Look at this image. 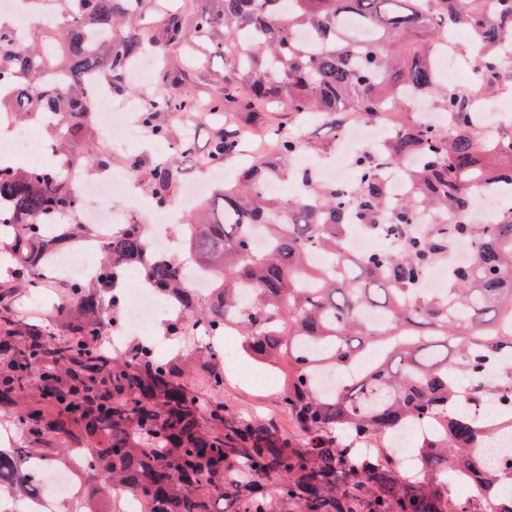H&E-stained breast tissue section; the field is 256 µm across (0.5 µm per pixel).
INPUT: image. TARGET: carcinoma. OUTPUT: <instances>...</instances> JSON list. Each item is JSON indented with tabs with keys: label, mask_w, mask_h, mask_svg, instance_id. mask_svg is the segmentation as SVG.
I'll use <instances>...</instances> for the list:
<instances>
[{
	"label": "carcinoma",
	"mask_w": 512,
	"mask_h": 512,
	"mask_svg": "<svg viewBox=\"0 0 512 512\" xmlns=\"http://www.w3.org/2000/svg\"><path fill=\"white\" fill-rule=\"evenodd\" d=\"M27 2L45 16L54 50L19 39L13 19L0 16V114L28 124L60 116L58 156L85 173L106 170L113 158L93 133L84 77L100 76L117 97L133 92L128 75L145 47L147 0ZM156 11L165 23L159 53L179 46L224 60L222 97L204 105L172 86L147 102L140 121L158 140L172 137L167 114L284 110L295 121L312 112L334 131L345 111L378 117L400 102L410 112L418 96L448 113L452 128L397 124L383 160L404 168L412 193L395 204L373 156H355L351 187L322 184L293 158L327 154L332 144L267 125L274 151L251 153L237 180L200 203L183 231L192 265L212 277L206 299L190 294L179 259L143 260V233L125 224L103 246L98 279L60 284L54 335L14 314V291L19 282L37 288L54 280L53 255L83 242L91 227L78 220L68 169L0 163V257L11 268L0 280V416L28 442L20 452L0 447V495L34 490L27 455L63 465L79 448L91 489L63 512H88L85 504L115 486L137 498L141 512H512V456L487 464L486 423L468 411L495 399L512 406V367L487 375L490 359L512 360V205L480 233L464 220L481 183L512 179V129L482 136L461 92L436 79L437 47L464 27L481 46L474 91L512 83L504 69L512 0H201L188 27L167 5ZM246 149L244 129H223L205 162L222 166ZM194 154L193 139L182 138L166 158L126 165L166 205L185 174L182 161ZM271 180L296 191L271 194ZM422 208L449 230L410 236L392 252L349 249L351 220L399 232ZM450 237L478 240L471 263L454 269L447 294H415ZM316 252L321 268L310 261ZM134 262L138 280L184 303L192 321L217 336L235 327L240 352L282 380L295 434L230 415L220 398L224 363L211 351L203 352L205 399L183 359L137 341L115 355L102 347ZM365 308L387 323L366 324ZM369 353L362 373L333 395L321 393L323 366L345 371ZM431 418L446 431L419 446L412 476L395 454L366 452ZM450 466L473 473L468 497L451 493Z\"/></svg>",
	"instance_id": "1"
}]
</instances>
